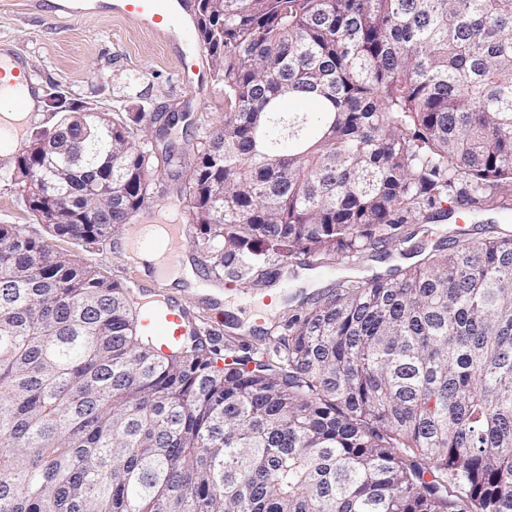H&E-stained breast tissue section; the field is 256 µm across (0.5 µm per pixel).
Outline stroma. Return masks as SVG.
<instances>
[{"label": "stroma", "instance_id": "35a3bbf8", "mask_svg": "<svg viewBox=\"0 0 512 512\" xmlns=\"http://www.w3.org/2000/svg\"><path fill=\"white\" fill-rule=\"evenodd\" d=\"M0 48L20 50L43 87L35 107L34 126L38 129L55 123L47 102L60 93L114 117L138 118V134L148 143L155 135L148 114L175 112L179 121L171 138L189 162L197 143L224 118V86L216 80L210 62H203L194 77L197 91L185 90L176 78L178 62L173 52L127 17L97 14L62 19L48 0L37 8L30 0H10L0 5ZM17 152L15 146L0 145V224H18L27 234L41 237L45 226L29 220L10 181ZM131 222L185 225L180 262L191 266L195 284L168 282L156 277L149 266L127 258L122 248L127 234L123 231L100 250L63 238L53 239L52 245L55 251L77 255L85 265L133 289L136 295L184 305L196 316L200 329L219 338L239 333L256 347L267 344L266 329L305 295L334 286L340 276L369 278L397 266L416 265L415 250L422 243L417 237L389 256L365 257L353 265L330 259L312 270L299 267L291 271L273 262L266 267L265 283L251 289L208 272L196 230L190 224L188 202L165 177L157 178L148 209L135 214ZM451 226L480 237L493 226L512 228V210L502 209L495 201L476 210L455 202L449 216L433 224L440 233Z\"/></svg>", "mask_w": 512, "mask_h": 512}]
</instances>
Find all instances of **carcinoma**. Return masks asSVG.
I'll return each instance as SVG.
<instances>
[{
  "label": "carcinoma",
  "instance_id": "carcinoma-1",
  "mask_svg": "<svg viewBox=\"0 0 512 512\" xmlns=\"http://www.w3.org/2000/svg\"><path fill=\"white\" fill-rule=\"evenodd\" d=\"M196 14L224 120L189 174L105 113L60 126L81 161L49 187L36 131L11 183L49 235L107 246L163 170L211 271L255 287L272 260L386 256L512 183V0ZM62 200L75 218L50 221ZM424 252L304 296L262 349L194 330L164 351L130 289L0 224V512H512V230Z\"/></svg>",
  "mask_w": 512,
  "mask_h": 512
}]
</instances>
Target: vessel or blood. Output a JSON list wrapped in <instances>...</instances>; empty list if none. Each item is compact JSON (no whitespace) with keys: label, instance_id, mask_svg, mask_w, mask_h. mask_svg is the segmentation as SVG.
<instances>
[{"label":"vessel or blood","instance_id":"vessel-or-blood-1","mask_svg":"<svg viewBox=\"0 0 512 512\" xmlns=\"http://www.w3.org/2000/svg\"><path fill=\"white\" fill-rule=\"evenodd\" d=\"M54 9L64 15L113 14L134 18L140 28L160 34L166 43L182 44L194 30V0H56ZM0 98L7 99L14 113L26 114L35 100V87L28 67L16 54L0 59ZM149 331L161 347L179 343L188 333L185 311L165 302L159 313L147 320Z\"/></svg>","mask_w":512,"mask_h":512}]
</instances>
